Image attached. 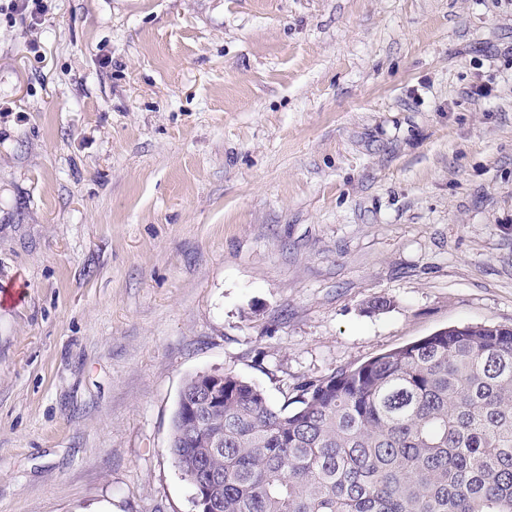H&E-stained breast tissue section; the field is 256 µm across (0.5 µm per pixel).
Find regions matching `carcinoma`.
<instances>
[{
    "label": "carcinoma",
    "instance_id": "obj_1",
    "mask_svg": "<svg viewBox=\"0 0 512 512\" xmlns=\"http://www.w3.org/2000/svg\"><path fill=\"white\" fill-rule=\"evenodd\" d=\"M277 408L224 373V451L177 412L169 454L219 512H512V328L435 331L296 386Z\"/></svg>",
    "mask_w": 512,
    "mask_h": 512
}]
</instances>
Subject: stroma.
Masks as SVG:
<instances>
[{
  "mask_svg": "<svg viewBox=\"0 0 512 512\" xmlns=\"http://www.w3.org/2000/svg\"><path fill=\"white\" fill-rule=\"evenodd\" d=\"M476 323L512 327V0H0V512H190V376L280 406Z\"/></svg>",
  "mask_w": 512,
  "mask_h": 512,
  "instance_id": "stroma-1",
  "label": "stroma"
}]
</instances>
